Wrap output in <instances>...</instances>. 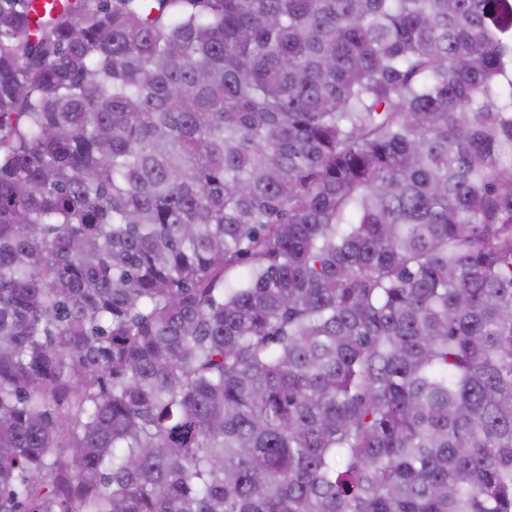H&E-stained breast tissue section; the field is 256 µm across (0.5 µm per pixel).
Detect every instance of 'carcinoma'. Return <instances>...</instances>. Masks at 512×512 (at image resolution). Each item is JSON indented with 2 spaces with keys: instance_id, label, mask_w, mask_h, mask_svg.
<instances>
[{
  "instance_id": "obj_1",
  "label": "carcinoma",
  "mask_w": 512,
  "mask_h": 512,
  "mask_svg": "<svg viewBox=\"0 0 512 512\" xmlns=\"http://www.w3.org/2000/svg\"><path fill=\"white\" fill-rule=\"evenodd\" d=\"M499 0H0V512H512Z\"/></svg>"
}]
</instances>
